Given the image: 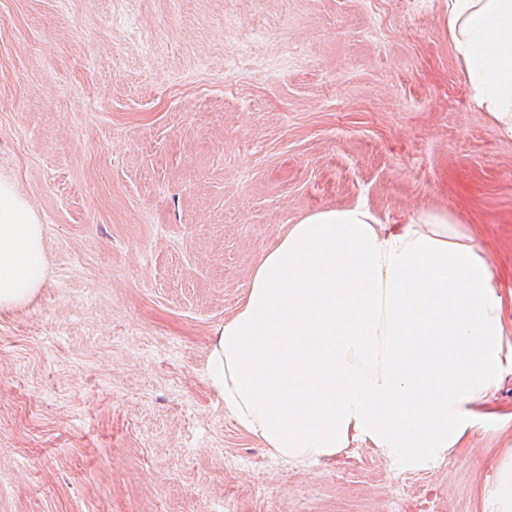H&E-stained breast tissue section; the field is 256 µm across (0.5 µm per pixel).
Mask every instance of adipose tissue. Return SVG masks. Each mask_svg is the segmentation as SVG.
<instances>
[{
  "instance_id": "obj_1",
  "label": "adipose tissue",
  "mask_w": 512,
  "mask_h": 512,
  "mask_svg": "<svg viewBox=\"0 0 512 512\" xmlns=\"http://www.w3.org/2000/svg\"><path fill=\"white\" fill-rule=\"evenodd\" d=\"M471 99L512 137V0H446ZM42 224L0 180V308L45 280ZM512 373V291L474 230L436 209L393 228L364 205L314 212L277 235L217 333L208 381L273 457L315 465L362 442L415 470L464 451ZM488 463L480 512H512V448Z\"/></svg>"
}]
</instances>
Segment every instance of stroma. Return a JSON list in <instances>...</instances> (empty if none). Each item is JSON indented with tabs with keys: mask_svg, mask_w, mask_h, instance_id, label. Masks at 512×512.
<instances>
[{
	"mask_svg": "<svg viewBox=\"0 0 512 512\" xmlns=\"http://www.w3.org/2000/svg\"><path fill=\"white\" fill-rule=\"evenodd\" d=\"M445 0H0V178L46 279L0 309V512H476L494 423L407 471L272 457L207 380L285 227L367 204L476 232L512 289V138L473 106ZM234 15L236 37L224 38Z\"/></svg>",
	"mask_w": 512,
	"mask_h": 512,
	"instance_id": "35a3bbf8",
	"label": "stroma"
}]
</instances>
